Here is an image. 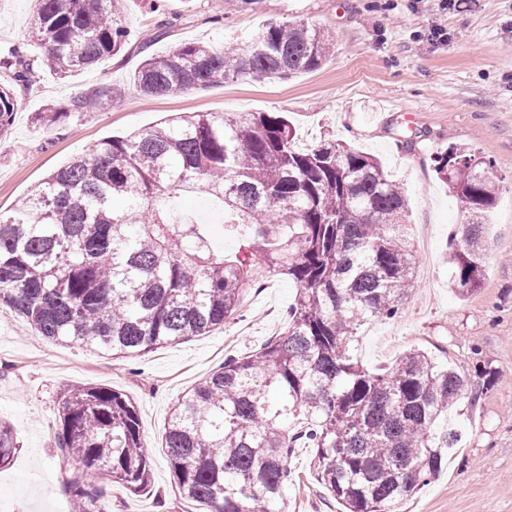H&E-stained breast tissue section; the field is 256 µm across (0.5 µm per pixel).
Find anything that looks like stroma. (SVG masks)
I'll return each mask as SVG.
<instances>
[{"instance_id": "obj_1", "label": "stroma", "mask_w": 512, "mask_h": 512, "mask_svg": "<svg viewBox=\"0 0 512 512\" xmlns=\"http://www.w3.org/2000/svg\"><path fill=\"white\" fill-rule=\"evenodd\" d=\"M238 3L164 0L159 14L148 0H128L134 45L94 70L64 80L42 72L32 86L18 87L22 105L0 137V211L88 147L178 112H284L298 148L333 139L377 156L404 185L418 264L400 315L363 328L359 360L377 370L421 349L479 390L464 419V447L449 453L447 470L404 501L402 512H512V0H254L245 13ZM33 7V0H0L1 49L40 55L25 39ZM295 20L321 28L333 44L317 70L164 97L142 95L132 83L142 59L135 44L145 38H153L154 54L194 41L240 49L264 22ZM101 85L112 98L96 110L52 130L34 124L46 106ZM454 146L484 162L498 189L484 277L465 296L452 290L448 266L460 204L435 171ZM294 295L287 277H269L247 289L240 314L224 327L118 360L46 339L0 308V420L20 445L0 468V512H70L67 480L80 465L61 467L55 447L58 393L68 384L113 388L139 410L151 484L135 494L95 474L109 512H202L181 496L169 468L170 412L227 356L281 333ZM310 455L298 448L291 456L288 512H342L315 480Z\"/></svg>"}]
</instances>
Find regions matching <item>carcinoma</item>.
Wrapping results in <instances>:
<instances>
[{
    "label": "carcinoma",
    "instance_id": "obj_1",
    "mask_svg": "<svg viewBox=\"0 0 512 512\" xmlns=\"http://www.w3.org/2000/svg\"><path fill=\"white\" fill-rule=\"evenodd\" d=\"M29 58L0 52V133L21 103L35 62L65 78L130 44L126 0H34ZM331 50L303 20L269 21L239 53L185 42L146 56L132 75L146 96L228 80L287 79L319 68ZM112 96L100 86L48 107V129ZM283 112H195L95 144L0 212V307L42 336L113 357L143 355L224 325L246 288L285 275L296 294L284 331L224 365L173 408L166 448L181 495L207 512H287L289 459L313 449L316 481L345 512H401L448 467L462 436L470 380L413 350L391 368L358 360L362 328L393 319L414 282L416 250L405 233L409 204L382 162L324 141L300 150ZM461 204L462 234L449 242L451 285L481 284L496 189L464 149L438 161ZM199 189L230 227H255L246 253L228 260L204 231L176 224L161 197ZM59 461L76 512H108L90 475L104 471L136 493L150 482L134 403L105 386L59 398ZM18 448L0 422V468Z\"/></svg>",
    "mask_w": 512,
    "mask_h": 512
}]
</instances>
